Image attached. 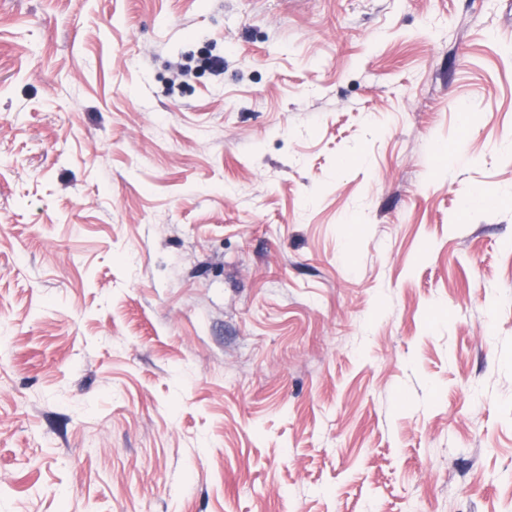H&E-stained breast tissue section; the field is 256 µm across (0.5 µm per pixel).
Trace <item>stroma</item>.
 Wrapping results in <instances>:
<instances>
[{"mask_svg": "<svg viewBox=\"0 0 512 512\" xmlns=\"http://www.w3.org/2000/svg\"><path fill=\"white\" fill-rule=\"evenodd\" d=\"M418 504L512 512V0H0V512Z\"/></svg>", "mask_w": 512, "mask_h": 512, "instance_id": "stroma-1", "label": "stroma"}]
</instances>
